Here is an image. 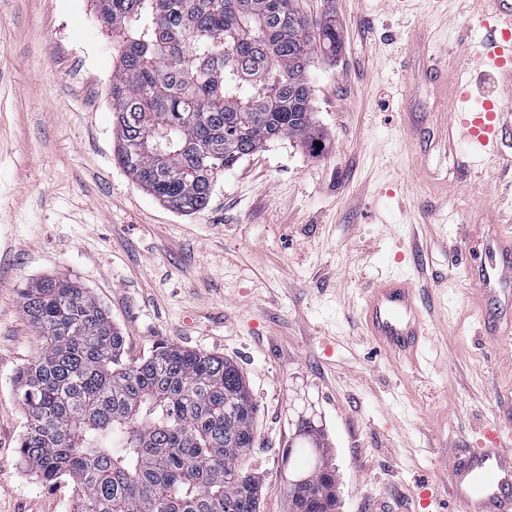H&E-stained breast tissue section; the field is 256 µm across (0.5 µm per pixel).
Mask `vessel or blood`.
I'll list each match as a JSON object with an SVG mask.
<instances>
[{
    "label": "vessel or blood",
    "mask_w": 512,
    "mask_h": 512,
    "mask_svg": "<svg viewBox=\"0 0 512 512\" xmlns=\"http://www.w3.org/2000/svg\"><path fill=\"white\" fill-rule=\"evenodd\" d=\"M491 2V9L477 15L490 33L478 63L512 76V0ZM471 98V79L466 71H459L453 82L447 139L467 146L471 159L494 158L504 132L500 121L504 103L501 98L485 96L479 108L472 109L468 106ZM460 253L476 269L471 301L484 313L489 334L498 341L512 340V227H494L479 253L468 238H461ZM360 314L368 335L381 349L414 369L422 368L429 329L409 277L374 281L364 292ZM445 475L444 485L422 484V512H431L443 494L463 512H512V434L498 424H486L480 447L449 456Z\"/></svg>",
    "instance_id": "obj_1"
}]
</instances>
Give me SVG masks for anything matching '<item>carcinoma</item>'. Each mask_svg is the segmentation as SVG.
Returning <instances> with one entry per match:
<instances>
[{
  "instance_id": "obj_1",
  "label": "carcinoma",
  "mask_w": 512,
  "mask_h": 512,
  "mask_svg": "<svg viewBox=\"0 0 512 512\" xmlns=\"http://www.w3.org/2000/svg\"><path fill=\"white\" fill-rule=\"evenodd\" d=\"M122 43L112 75L117 159L180 213L209 202L218 176L276 138L319 151L307 71L341 44L297 0H97ZM40 350L14 379L26 415L19 454L49 485L77 488L74 512H259L245 466L257 405L224 357L159 343L136 361L110 313L76 281L21 291ZM283 457L302 512H336V467L307 419Z\"/></svg>"
}]
</instances>
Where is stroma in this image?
<instances>
[{
  "label": "stroma",
  "mask_w": 512,
  "mask_h": 512,
  "mask_svg": "<svg viewBox=\"0 0 512 512\" xmlns=\"http://www.w3.org/2000/svg\"><path fill=\"white\" fill-rule=\"evenodd\" d=\"M335 18L342 46L308 72L323 151L271 141L183 215L115 157L109 95L121 44L95 0H0V512H70L76 488L21 462L13 379L41 346L20 292L68 277L112 316L129 358L161 342L215 353L258 403L246 464L260 512H291L282 456L299 420L325 433L337 512H414L422 480L512 424V344L482 334L459 229L480 241L512 226V133L499 167L464 169L442 128L449 92L426 77L482 52L473 0H298ZM408 273L437 362L416 374L365 335L361 289Z\"/></svg>",
  "instance_id": "stroma-1"
}]
</instances>
